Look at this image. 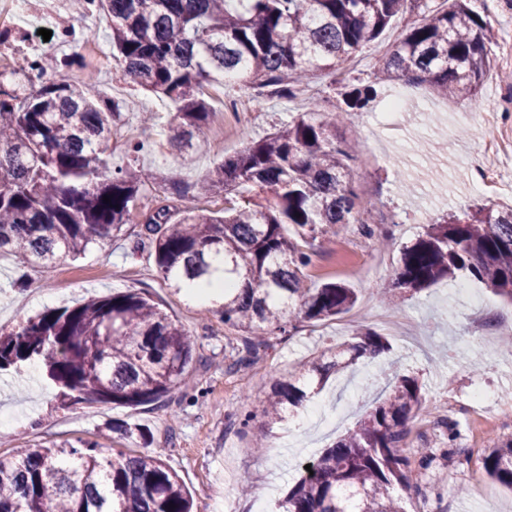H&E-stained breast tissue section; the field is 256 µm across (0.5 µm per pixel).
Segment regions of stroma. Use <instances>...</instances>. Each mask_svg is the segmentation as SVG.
Here are the masks:
<instances>
[{"mask_svg": "<svg viewBox=\"0 0 512 512\" xmlns=\"http://www.w3.org/2000/svg\"><path fill=\"white\" fill-rule=\"evenodd\" d=\"M444 0H426L425 9L408 11L382 35L358 52L340 75L317 71L297 85L293 96L276 87L243 90L240 81L207 88L205 98L216 118L208 139L194 141L189 153L154 149L130 158L129 135L142 131L141 115L153 113L167 124L174 106L165 96L133 87L120 76L112 57L110 32L102 15L73 18L75 31L95 30L105 50L86 54L82 43L57 42L54 50L36 53L23 27H15L0 44V57L22 62L38 54L44 76L54 81L83 82L93 96L116 101L134 98L135 108L123 110L112 138V164L136 160L150 174L141 201L132 212L125 239L90 245L80 258L65 257L48 268L31 272L22 288L10 255L0 256V329L11 330L48 308L73 306L91 297L129 290L144 291L174 320L194 332L197 347L192 363L193 384L164 405L135 409L112 404L61 406L58 389L38 368L0 372V456L64 440L95 439L106 420L125 419L149 429L150 452L160 455L194 494V512H282V501L299 479L302 468L337 437L352 428L373 398L384 395L390 380L384 367L396 363V375L414 377L423 396L410 422L406 445L411 449L454 445L475 459L488 448L512 439V347L502 344L512 334V304L494 296L483 284L462 274L418 292L402 293L394 304L381 303L391 287L404 246L422 235L428 224L471 207L494 210L512 207V153H497L489 165L485 186L474 187L471 160L487 152L491 139L512 140V0H471L474 11L489 17L495 30L491 46L495 71L476 105L456 106L429 83L396 81L378 89L360 110L346 111L344 84L367 86L379 64L409 27L428 10L443 8ZM402 93L406 106L378 126L376 116L386 98ZM347 112L338 133L350 145L356 208L367 212L373 236L359 225L339 224L326 236L309 241L312 263L307 284L327 281L356 288L358 300L347 313L320 322L300 321L293 335L270 336L269 346L244 368L235 361L243 353L241 333L218 316L167 288L144 235L147 218L166 207L177 216L184 205L201 213L221 215L224 202L202 195L199 181L216 166L262 140L274 128L299 115ZM473 288L480 304L455 291L457 283ZM484 322L494 340L476 354L465 335L474 322ZM370 328L390 345L381 361L362 364L354 376H330L319 395L305 405L310 428L295 431L289 421L266 425L258 402L269 391L273 375H287L320 351L351 341ZM375 375L371 393L360 385ZM488 388L502 406L494 415L471 408V395ZM458 431L449 441L447 424ZM251 492H238L241 483ZM465 486L467 495L457 493ZM412 512H512V489L489 478L478 466L446 467L437 460L423 495L411 501Z\"/></svg>", "mask_w": 512, "mask_h": 512, "instance_id": "stroma-1", "label": "stroma"}]
</instances>
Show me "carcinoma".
Listing matches in <instances>:
<instances>
[{
	"mask_svg": "<svg viewBox=\"0 0 512 512\" xmlns=\"http://www.w3.org/2000/svg\"><path fill=\"white\" fill-rule=\"evenodd\" d=\"M79 2L83 14L103 12L123 74L175 104L159 147L185 153L209 130L206 86L227 75L265 87L341 70L418 0H245L240 10L229 0ZM492 40V24L469 0H448L394 46L377 83L427 82L440 95L470 104L493 70ZM24 65V84L7 89L0 82V253L16 259L21 286L29 269L75 259L93 243L124 236L149 181L132 163L111 168L118 103L92 99L76 84L43 81L36 57ZM375 93L371 85L354 88L344 102L361 109ZM343 118L341 112L325 121L301 115L225 159L200 186L205 195L224 196V215L187 205L183 218L170 224L162 206L145 225L157 270L175 292L190 296L215 280L246 281V291L226 288L206 311L247 333L249 354L267 345V335L287 333L289 322L334 319L357 301L355 289L342 283L305 287L311 256L299 245L328 226L355 221L350 154L336 133ZM246 187L264 197L237 204L234 197ZM290 226L294 238L286 234ZM459 272L512 303V208L428 225L404 248L386 301L393 303L398 290L420 291ZM195 346L193 333L148 295L126 292L49 309L0 330V371L19 374L36 360L65 406L138 407L164 403L187 388ZM388 350L370 329L328 348L288 377H272L260 414L276 424L285 409H298L318 393L330 374L368 352ZM420 408L415 379L399 378L354 429L311 461L288 491L285 512H407L391 490L419 495L422 485L413 477L436 457L462 461L448 448L426 452L412 466L404 440ZM106 429L123 447L64 441L1 457L0 512H192L193 495L176 471L157 455L131 453V446L150 443L143 428L110 422ZM480 465L512 489V439L490 449Z\"/></svg>",
	"mask_w": 512,
	"mask_h": 512,
	"instance_id": "1",
	"label": "carcinoma"
}]
</instances>
